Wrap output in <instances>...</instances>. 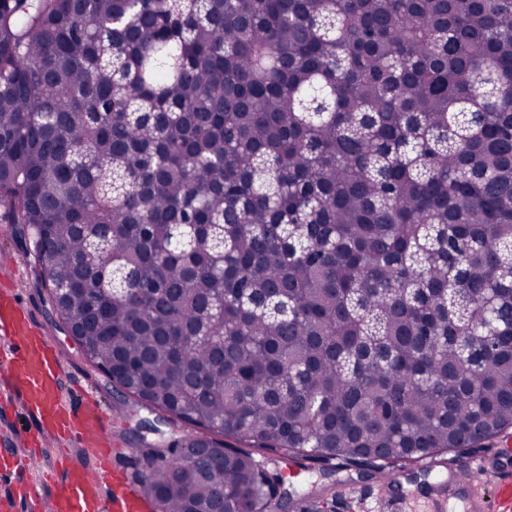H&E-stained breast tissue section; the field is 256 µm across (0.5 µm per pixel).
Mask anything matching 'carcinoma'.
Listing matches in <instances>:
<instances>
[{"label": "carcinoma", "mask_w": 512, "mask_h": 512, "mask_svg": "<svg viewBox=\"0 0 512 512\" xmlns=\"http://www.w3.org/2000/svg\"><path fill=\"white\" fill-rule=\"evenodd\" d=\"M0 207L157 512L512 428V0H0Z\"/></svg>", "instance_id": "cac0c4a2"}]
</instances>
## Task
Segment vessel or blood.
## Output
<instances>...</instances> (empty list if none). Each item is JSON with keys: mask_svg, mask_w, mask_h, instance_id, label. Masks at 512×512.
Segmentation results:
<instances>
[{"mask_svg": "<svg viewBox=\"0 0 512 512\" xmlns=\"http://www.w3.org/2000/svg\"><path fill=\"white\" fill-rule=\"evenodd\" d=\"M0 388L16 400L40 426L72 438L80 447L100 452L109 440V426L100 405L91 398L64 401L65 384L49 336L34 332L21 317L13 290L0 291ZM40 452L27 448L0 451V480L30 473ZM64 487L43 495L48 512H145L147 504L133 479L113 473L107 457L91 468L64 466ZM466 482L458 469L432 489L430 506L453 495ZM493 500L498 512H512V475L498 476Z\"/></svg>", "mask_w": 512, "mask_h": 512, "instance_id": "1", "label": "vessel or blood"}]
</instances>
